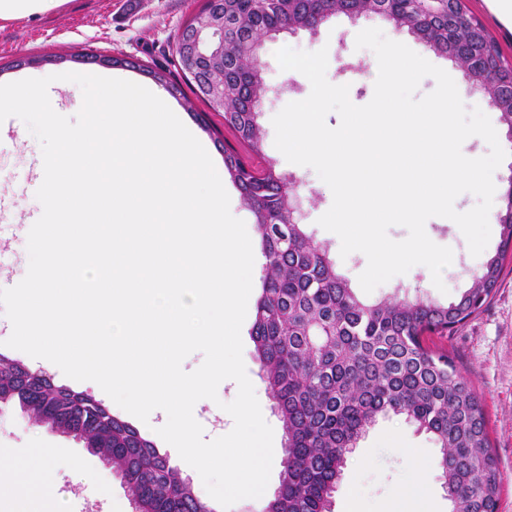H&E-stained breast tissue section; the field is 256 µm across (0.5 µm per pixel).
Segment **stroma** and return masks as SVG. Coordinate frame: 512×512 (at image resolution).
I'll use <instances>...</instances> for the list:
<instances>
[{"label":"stroma","instance_id":"stroma-1","mask_svg":"<svg viewBox=\"0 0 512 512\" xmlns=\"http://www.w3.org/2000/svg\"><path fill=\"white\" fill-rule=\"evenodd\" d=\"M204 0H65L59 8L41 15L0 20V73L14 76L13 60L31 59V71H38V58L50 54L67 55L60 68L65 72L88 71L85 63L74 62L81 53L122 57L166 72L177 82L181 73L174 60L178 29L197 14ZM376 27L391 40L406 44L432 64L444 69L455 81L466 107L481 101L463 71L448 58L438 55L408 32H394L391 24L375 14L352 19L339 15L317 30L284 33L265 43L261 51L263 76L269 88L257 122L263 134L261 156L252 164L270 161L295 191L307 213L305 230L312 240L326 247L336 271L351 288H359L358 276L367 266L364 254L340 255L339 237L323 229L317 220L332 205L333 195L307 166L289 163L274 145L272 118L286 104L308 97L311 85L296 71L281 70L277 50L290 47L314 52L327 49L326 77L335 85H348L355 105L367 104L374 94L378 64L374 53L356 49L355 37L363 29ZM207 112L208 127H201L195 116ZM182 115L189 128L208 146L216 163H223L216 137L230 138L222 113L207 111L202 102ZM42 159L38 140L18 118L0 123V286L10 288L26 275L29 255L27 237L33 216L41 213L36 198L37 164ZM504 207L495 198L489 213L490 241L479 256H472L462 233L442 217L427 220L425 230L436 244L450 247L453 261L442 273L444 289H437L425 266H414L407 274L391 278L367 294L370 302L404 300L424 295L440 304L455 301L470 287L486 261L500 244L498 216ZM255 304H248L241 328L243 361L266 422L273 429L274 448H283L286 435L273 400L255 361L251 336ZM438 348L447 350L458 372L473 382L486 412L487 429L500 473L497 512H512V262L506 263L500 286L489 303L475 316L458 325L444 337H435ZM397 434L404 445L391 447L386 437ZM54 449L49 474L52 494L64 512H134L133 492L120 475L106 466L85 443L72 435L35 422L18 404L0 406V451L14 460L30 459L34 449ZM439 448L430 434L420 431L404 416L392 413L378 416L375 424L358 440L347 457L344 471L332 498L331 512H344L352 504L355 512H404L408 500L405 489L416 474L427 476L423 512H449L450 505L436 467Z\"/></svg>","mask_w":512,"mask_h":512}]
</instances>
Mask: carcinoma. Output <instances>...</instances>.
<instances>
[{
    "label": "carcinoma",
    "mask_w": 512,
    "mask_h": 512,
    "mask_svg": "<svg viewBox=\"0 0 512 512\" xmlns=\"http://www.w3.org/2000/svg\"><path fill=\"white\" fill-rule=\"evenodd\" d=\"M356 8L366 0H204L179 31L174 53L192 93L221 112L238 144L260 155L262 136L246 107L266 91L259 73L265 40L307 28L327 10ZM463 21L448 42V23L418 15L414 27L464 62L473 43L482 53L500 49L485 25L458 0ZM224 26V51L204 55L191 33ZM512 94V65L487 74ZM224 172L251 210L266 258V275L253 324L254 358L287 433L279 489L264 512H330L347 449L380 414L403 415L435 437L437 467L448 489L451 512H497L500 475L486 414L471 381L447 352L426 345L425 335L452 332L477 314L498 286L512 251V223L501 225L500 245L471 287L447 305L424 296L366 302L341 277L327 249L313 243L302 225L283 224L288 188L273 164H247L224 147ZM24 386V403L47 423L112 445V470L130 479L140 512H196V493L154 442L114 416L91 395L56 387L42 370L0 358V389Z\"/></svg>",
    "instance_id": "carcinoma-1"
}]
</instances>
